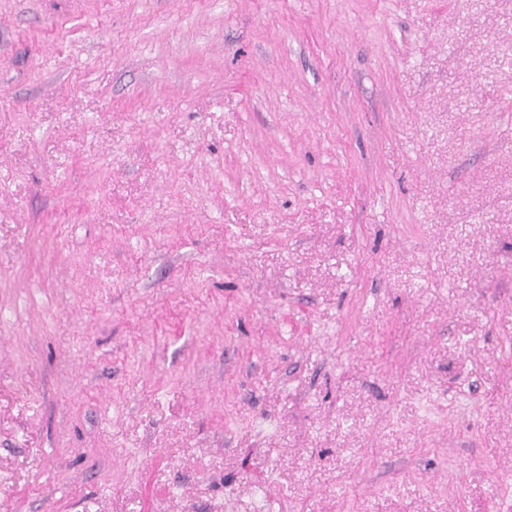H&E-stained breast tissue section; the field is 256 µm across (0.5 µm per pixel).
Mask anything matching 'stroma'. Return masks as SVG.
Instances as JSON below:
<instances>
[{"label":"stroma","instance_id":"stroma-1","mask_svg":"<svg viewBox=\"0 0 512 512\" xmlns=\"http://www.w3.org/2000/svg\"><path fill=\"white\" fill-rule=\"evenodd\" d=\"M0 512H512V0H0Z\"/></svg>","mask_w":512,"mask_h":512}]
</instances>
